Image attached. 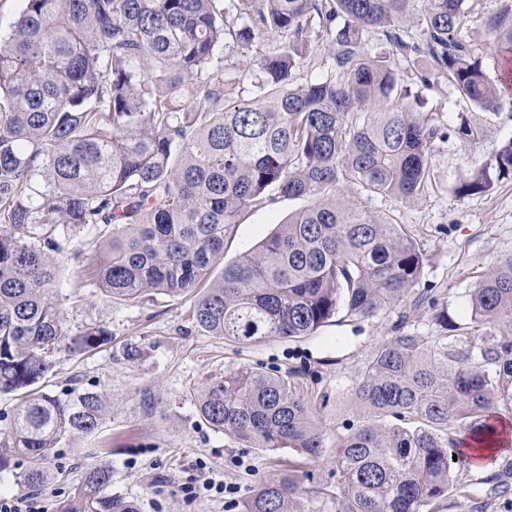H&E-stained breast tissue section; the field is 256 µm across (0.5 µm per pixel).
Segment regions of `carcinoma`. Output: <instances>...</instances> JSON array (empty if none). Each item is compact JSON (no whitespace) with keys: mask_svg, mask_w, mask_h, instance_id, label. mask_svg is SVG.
<instances>
[{"mask_svg":"<svg viewBox=\"0 0 512 512\" xmlns=\"http://www.w3.org/2000/svg\"><path fill=\"white\" fill-rule=\"evenodd\" d=\"M0 31V394L23 396L0 433V472L28 462L37 489L45 464L72 435L100 431L102 395L66 383L44 390L51 353L68 337L58 257L77 233L105 239L97 287L114 298L194 297L197 330L249 344L315 333L340 310L370 319L414 288L424 255L402 225L345 198L413 203L425 194L429 145L439 128L403 85L415 69L430 89L445 80L469 105L512 111L468 28L476 0H22ZM512 49V0L486 20ZM381 35L373 46L364 35ZM335 50L322 75H294L314 58L313 38ZM255 50L258 73L226 78L220 47ZM463 143L480 130L463 113ZM489 166L512 175V137ZM487 170L459 195L487 192ZM280 198L309 200L255 247L224 265L241 212ZM475 327H500L477 351L448 337L401 332L360 374L353 401L365 416L340 436L335 489L343 512H423L446 496L453 466L494 435L492 413L512 404V253L470 295ZM70 338V337H68ZM100 323L70 338L88 352L110 343ZM199 416L253 448L322 456L325 439L288 377L242 366L206 384ZM96 464L56 512H138ZM291 472L261 483L239 512H298Z\"/></svg>","mask_w":512,"mask_h":512,"instance_id":"obj_1","label":"carcinoma"}]
</instances>
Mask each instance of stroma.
Instances as JSON below:
<instances>
[{
  "label": "stroma",
  "mask_w": 512,
  "mask_h": 512,
  "mask_svg": "<svg viewBox=\"0 0 512 512\" xmlns=\"http://www.w3.org/2000/svg\"><path fill=\"white\" fill-rule=\"evenodd\" d=\"M423 96V111L441 135L430 146V184L421 200L370 198L355 186L346 190L356 206L402 224L425 255L411 292L371 319L341 313L311 336L250 345L198 331L190 317L192 297L117 300L93 286L87 266L64 260L59 286L70 332L103 323L112 340L82 354L59 344L47 388L55 390L74 377L81 387L103 395L107 410L101 432L112 439L107 458L112 490L137 500L140 512H227L228 502L245 498L290 467L301 487L300 512H342L341 502L322 499L319 491L334 483L336 441L356 420L352 391L378 347L400 328L420 336L440 335L434 320L439 308L454 325L447 333L453 345L464 350L479 346L469 300L496 261L512 253V176L496 179L485 194L460 196L454 186L480 172L494 148L512 137V111L494 116L468 106L444 81ZM462 112L483 131L476 142L466 144L447 134ZM305 205L302 199L282 198L244 211L224 244L225 261L235 260ZM426 292L431 295L427 301L422 298ZM130 346L138 350L132 359L126 355ZM240 366L289 377L311 399L314 419L326 438L321 458L251 448L200 418L196 400L202 386ZM96 445V437L79 436L57 449L48 464L52 478L40 494L48 507L72 492L94 464L90 450ZM206 479L224 485V494L210 491L190 502L182 497L181 485ZM452 482L448 496L424 512H512V492L498 491L500 484L512 485V445L481 462L455 467Z\"/></svg>",
  "instance_id": "stroma-1"
}]
</instances>
